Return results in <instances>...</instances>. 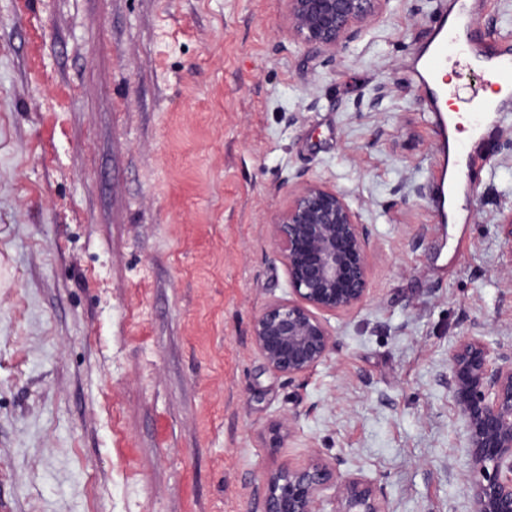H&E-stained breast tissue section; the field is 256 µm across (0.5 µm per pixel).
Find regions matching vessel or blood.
<instances>
[{
  "label": "vessel or blood",
  "mask_w": 512,
  "mask_h": 512,
  "mask_svg": "<svg viewBox=\"0 0 512 512\" xmlns=\"http://www.w3.org/2000/svg\"><path fill=\"white\" fill-rule=\"evenodd\" d=\"M455 22L440 18L433 39L426 50L417 55L421 63L416 72L418 85L434 114V128L440 142L448 140V81L443 73L449 63L466 62L478 65L486 83L497 87L512 88V47H503L498 53L485 50L486 39L476 37L472 28V17L468 0H452ZM471 124L484 132H493L501 122L499 112L488 111L483 100H476L471 108Z\"/></svg>",
  "instance_id": "b4317fda"
}]
</instances>
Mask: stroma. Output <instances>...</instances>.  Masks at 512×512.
Wrapping results in <instances>:
<instances>
[{
	"instance_id": "35a3bbf8",
	"label": "stroma",
	"mask_w": 512,
	"mask_h": 512,
	"mask_svg": "<svg viewBox=\"0 0 512 512\" xmlns=\"http://www.w3.org/2000/svg\"><path fill=\"white\" fill-rule=\"evenodd\" d=\"M442 2L390 0L331 57L285 0H0V512H261L311 449L392 512H471L441 377L465 334L512 344V116L440 223L410 69ZM303 181L372 251L291 382L252 323L290 293L268 224Z\"/></svg>"
}]
</instances>
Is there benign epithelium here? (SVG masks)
<instances>
[{
  "mask_svg": "<svg viewBox=\"0 0 512 512\" xmlns=\"http://www.w3.org/2000/svg\"><path fill=\"white\" fill-rule=\"evenodd\" d=\"M288 31L330 56L347 48L390 0H285ZM286 268L291 296L270 300L255 316L253 344L266 367L293 381L336 348L328 317L359 310L369 295L370 231L344 192L319 181L301 184L268 224ZM444 377L462 423L459 461L473 512H512V346L490 349L463 336L449 353ZM341 462L314 449L295 463L264 472L257 487L262 512H391L381 487L344 474Z\"/></svg>",
  "mask_w": 512,
  "mask_h": 512,
  "instance_id": "7a95c632",
  "label": "benign epithelium"
}]
</instances>
